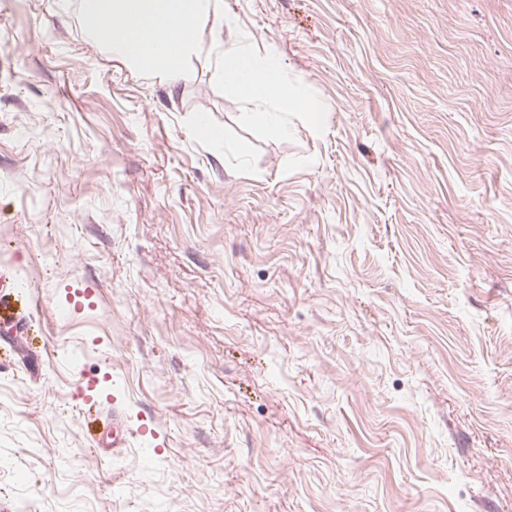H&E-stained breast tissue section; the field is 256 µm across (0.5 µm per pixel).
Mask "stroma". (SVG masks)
<instances>
[{"label": "stroma", "instance_id": "obj_1", "mask_svg": "<svg viewBox=\"0 0 512 512\" xmlns=\"http://www.w3.org/2000/svg\"><path fill=\"white\" fill-rule=\"evenodd\" d=\"M55 2L0 0V512H512V0H223L284 135ZM112 412L113 417L115 418V423H113L112 426V441L109 443L102 442L101 444H94L95 448H99L97 452L103 457H106L107 454L105 450L109 449L110 446H112V455H114L119 451L120 448H127L129 442V430L123 426V417L121 413L116 409H113Z\"/></svg>", "mask_w": 512, "mask_h": 512}]
</instances>
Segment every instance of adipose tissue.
Wrapping results in <instances>:
<instances>
[{
  "label": "adipose tissue",
  "instance_id": "1",
  "mask_svg": "<svg viewBox=\"0 0 512 512\" xmlns=\"http://www.w3.org/2000/svg\"><path fill=\"white\" fill-rule=\"evenodd\" d=\"M59 7L76 10L88 33L107 45L115 60L160 77L169 93L178 92L195 61L206 58L232 95L252 105V122L284 134L282 112L320 109L315 98L289 97L278 54L226 44L222 30L230 20L223 0H60Z\"/></svg>",
  "mask_w": 512,
  "mask_h": 512
}]
</instances>
